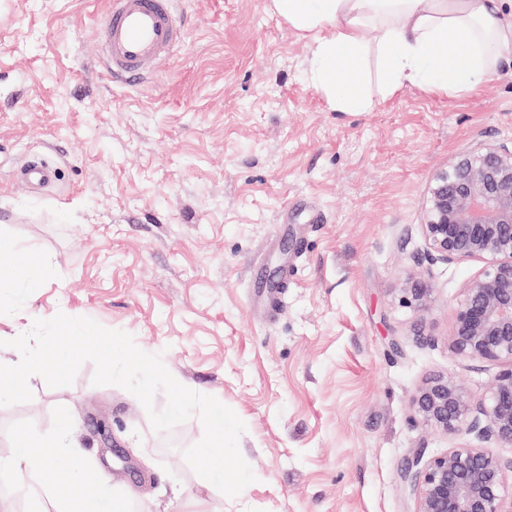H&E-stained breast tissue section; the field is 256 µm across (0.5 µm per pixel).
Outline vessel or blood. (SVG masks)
I'll use <instances>...</instances> for the list:
<instances>
[{
    "instance_id": "obj_1",
    "label": "vessel or blood",
    "mask_w": 512,
    "mask_h": 512,
    "mask_svg": "<svg viewBox=\"0 0 512 512\" xmlns=\"http://www.w3.org/2000/svg\"><path fill=\"white\" fill-rule=\"evenodd\" d=\"M183 37L172 0H109L98 30L99 61L113 79L139 84L173 56ZM51 166L33 161L20 171L28 185L49 180Z\"/></svg>"
}]
</instances>
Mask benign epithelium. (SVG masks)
Wrapping results in <instances>:
<instances>
[{"label": "benign epithelium", "mask_w": 512, "mask_h": 512, "mask_svg": "<svg viewBox=\"0 0 512 512\" xmlns=\"http://www.w3.org/2000/svg\"><path fill=\"white\" fill-rule=\"evenodd\" d=\"M421 230L426 249L417 266L484 264L464 288L448 349L502 368L479 398L450 376L418 387L413 402L423 423L468 440L439 455L417 452L402 479L416 512H512V147L479 148L436 173ZM403 291L427 306L430 289L421 281L406 282Z\"/></svg>", "instance_id": "1"}]
</instances>
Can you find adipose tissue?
Here are the masks:
<instances>
[{
    "label": "adipose tissue",
    "instance_id": "1",
    "mask_svg": "<svg viewBox=\"0 0 512 512\" xmlns=\"http://www.w3.org/2000/svg\"><path fill=\"white\" fill-rule=\"evenodd\" d=\"M269 7L313 44L309 79L337 112H363L373 105L369 81L386 94L413 86L461 93L480 82L512 50V18L499 15L498 0H270ZM377 32L375 42L363 37ZM45 277L41 259L0 245V285L30 289ZM70 411L53 433L22 430L16 451L1 471L33 470L56 512H115L108 485L87 477L56 480L54 463L66 453Z\"/></svg>",
    "mask_w": 512,
    "mask_h": 512
}]
</instances>
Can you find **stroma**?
<instances>
[{"label": "stroma", "instance_id": "obj_1", "mask_svg": "<svg viewBox=\"0 0 512 512\" xmlns=\"http://www.w3.org/2000/svg\"><path fill=\"white\" fill-rule=\"evenodd\" d=\"M107 0H0V237L50 272L0 308L11 340L63 307L133 336L184 386L246 426L256 480L206 489L184 458L199 416L155 431L130 392L38 375L0 407V459L19 427L74 416L76 456L120 512H415L400 474L417 449L463 443L426 427L418 386L481 396L496 366L456 357L448 331L477 261L416 268L430 182L457 157L512 145V52L469 93L409 87L336 112L308 79L311 39L268 0H176L180 50L148 82L109 80L96 28ZM46 155L40 192L15 173ZM276 272L280 298L253 286ZM422 270L427 309L400 286ZM0 512H55L38 476L0 478Z\"/></svg>", "mask_w": 512, "mask_h": 512}]
</instances>
